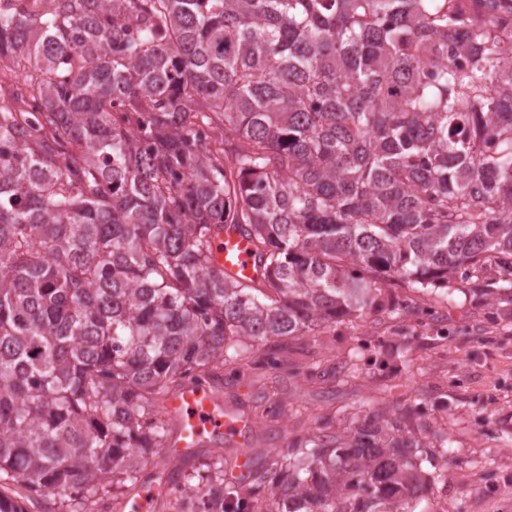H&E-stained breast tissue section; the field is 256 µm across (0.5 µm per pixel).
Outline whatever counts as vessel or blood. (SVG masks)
I'll list each match as a JSON object with an SVG mask.
<instances>
[{"mask_svg": "<svg viewBox=\"0 0 512 512\" xmlns=\"http://www.w3.org/2000/svg\"><path fill=\"white\" fill-rule=\"evenodd\" d=\"M215 264L226 276L236 279L256 277L258 271L249 239L232 227L225 228L218 237ZM166 411L178 429L176 440L166 450L173 458L199 446L207 438L238 436L250 427L248 418L225 410L210 391L194 385L168 397Z\"/></svg>", "mask_w": 512, "mask_h": 512, "instance_id": "vessel-or-blood-1", "label": "vessel or blood"}]
</instances>
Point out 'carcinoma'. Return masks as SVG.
Segmentation results:
<instances>
[{
  "label": "carcinoma",
  "mask_w": 512,
  "mask_h": 512,
  "mask_svg": "<svg viewBox=\"0 0 512 512\" xmlns=\"http://www.w3.org/2000/svg\"><path fill=\"white\" fill-rule=\"evenodd\" d=\"M0 482L87 512L165 448V396L245 341L512 292V0H11L0 68ZM240 227L263 268L224 276ZM384 414L267 455L220 512H413Z\"/></svg>",
  "instance_id": "cac0c4a2"
}]
</instances>
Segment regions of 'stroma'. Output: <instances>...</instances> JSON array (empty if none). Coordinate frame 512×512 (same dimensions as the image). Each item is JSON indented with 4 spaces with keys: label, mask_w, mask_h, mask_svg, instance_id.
<instances>
[{
    "label": "stroma",
    "mask_w": 512,
    "mask_h": 512,
    "mask_svg": "<svg viewBox=\"0 0 512 512\" xmlns=\"http://www.w3.org/2000/svg\"><path fill=\"white\" fill-rule=\"evenodd\" d=\"M382 293L403 311L345 317L276 350L250 349L238 379L218 394L249 417L251 431L174 461L156 454L147 474L176 466L211 473L218 459L244 455L256 464L324 422L342 429L353 415L390 410L407 424L425 422L423 442L448 434L447 452L431 460L437 479L414 512H512V297L488 305L474 281L431 294L390 283Z\"/></svg>",
    "instance_id": "1"
}]
</instances>
